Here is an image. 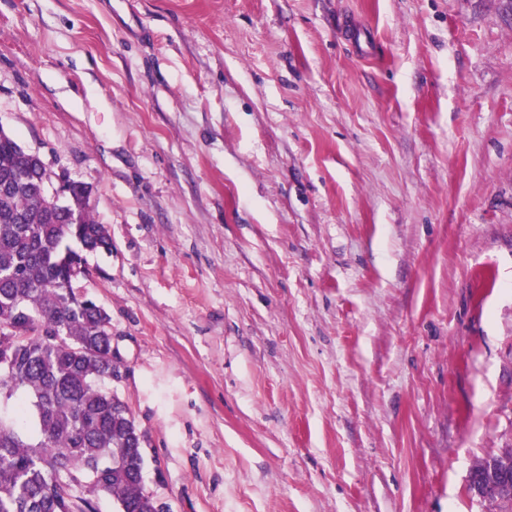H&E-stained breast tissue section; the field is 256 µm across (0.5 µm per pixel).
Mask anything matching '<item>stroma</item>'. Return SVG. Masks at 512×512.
Wrapping results in <instances>:
<instances>
[{
  "instance_id": "35a3bbf8",
  "label": "stroma",
  "mask_w": 512,
  "mask_h": 512,
  "mask_svg": "<svg viewBox=\"0 0 512 512\" xmlns=\"http://www.w3.org/2000/svg\"><path fill=\"white\" fill-rule=\"evenodd\" d=\"M0 129L91 188L164 512H497L512 0H0ZM469 491L480 499L491 492L512 493V448L492 460L477 461L470 472Z\"/></svg>"
}]
</instances>
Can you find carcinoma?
Segmentation results:
<instances>
[{
	"mask_svg": "<svg viewBox=\"0 0 512 512\" xmlns=\"http://www.w3.org/2000/svg\"><path fill=\"white\" fill-rule=\"evenodd\" d=\"M45 167L0 134V512H154L128 406L112 392V328L72 282L111 250L83 186L66 208Z\"/></svg>",
	"mask_w": 512,
	"mask_h": 512,
	"instance_id": "obj_1",
	"label": "carcinoma"
}]
</instances>
